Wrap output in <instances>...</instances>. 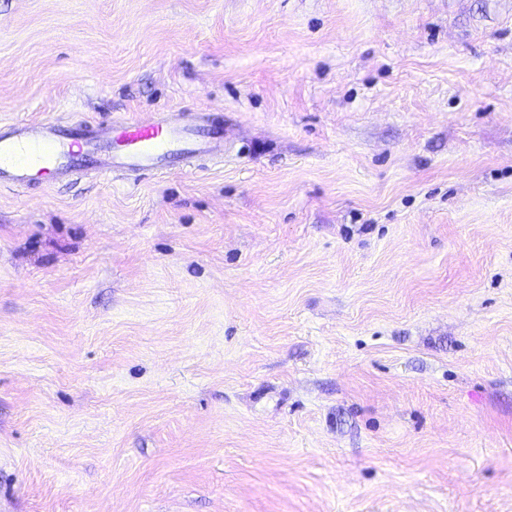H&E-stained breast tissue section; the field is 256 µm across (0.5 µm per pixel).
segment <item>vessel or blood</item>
Here are the masks:
<instances>
[{"instance_id": "vessel-or-blood-1", "label": "vessel or blood", "mask_w": 512, "mask_h": 512, "mask_svg": "<svg viewBox=\"0 0 512 512\" xmlns=\"http://www.w3.org/2000/svg\"><path fill=\"white\" fill-rule=\"evenodd\" d=\"M223 156L224 134L205 109L148 120L0 121V186L51 185L84 166L101 180L138 179Z\"/></svg>"}]
</instances>
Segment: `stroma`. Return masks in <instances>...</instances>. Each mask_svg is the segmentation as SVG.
I'll use <instances>...</instances> for the list:
<instances>
[{
	"label": "stroma",
	"instance_id": "35a3bbf8",
	"mask_svg": "<svg viewBox=\"0 0 512 512\" xmlns=\"http://www.w3.org/2000/svg\"><path fill=\"white\" fill-rule=\"evenodd\" d=\"M201 108L0 187V512H512V0H0V119ZM209 120L208 110L199 109L188 115L162 112L149 120L0 121V186L56 184L81 168L100 180L133 176L136 184L146 174L191 160L220 159L224 133Z\"/></svg>",
	"mask_w": 512,
	"mask_h": 512
}]
</instances>
